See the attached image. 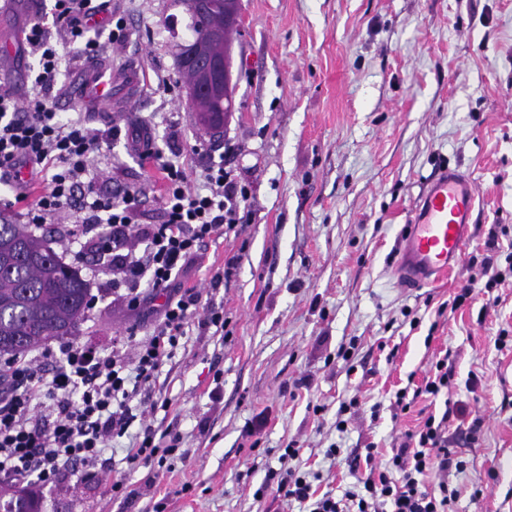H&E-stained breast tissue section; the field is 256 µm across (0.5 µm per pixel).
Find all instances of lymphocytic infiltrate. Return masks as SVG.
Instances as JSON below:
<instances>
[{"instance_id":"obj_1","label":"lymphocytic infiltrate","mask_w":512,"mask_h":512,"mask_svg":"<svg viewBox=\"0 0 512 512\" xmlns=\"http://www.w3.org/2000/svg\"><path fill=\"white\" fill-rule=\"evenodd\" d=\"M53 2L51 17L25 28L23 55L33 73L26 94L0 90V185L9 190L0 197V220L65 224L71 236H88L95 262L110 275L113 298L140 311L152 329L135 347L120 340L106 354L68 342L0 364V475L42 484L58 483L77 469L93 473L106 447L135 423L140 439L127 464L162 462L179 451L180 435L138 422L135 402L175 356L194 318L206 329L223 331V308L202 307L200 292L181 287L178 279L186 266L201 261L203 243L240 223L249 199L246 186L220 161L206 162L201 187L192 186L185 167L155 149L137 127L130 142L161 174V191L148 183L102 192L112 169V133L92 127L85 113L60 115L54 91L66 57L59 47L73 45L80 59H96L105 46H123L127 22L112 0ZM35 183L42 190L34 196ZM150 195L161 206L162 220L142 224L137 203ZM505 260L502 269L484 258L479 277L461 286L453 307L499 288L512 276V252ZM451 385L448 360L439 358L423 385L397 391L395 407L407 411L413 397L436 398ZM451 415L448 409L429 413L406 433L385 471L358 477L342 496L318 493L297 467L281 476L275 492L307 504L309 512H452L457 490L448 476L463 472L464 465L448 447ZM430 473L439 477L431 491L422 484Z\"/></svg>"}]
</instances>
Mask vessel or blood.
Instances as JSON below:
<instances>
[{"label": "vessel or blood", "mask_w": 512, "mask_h": 512, "mask_svg": "<svg viewBox=\"0 0 512 512\" xmlns=\"http://www.w3.org/2000/svg\"><path fill=\"white\" fill-rule=\"evenodd\" d=\"M31 0H0V81L17 79L15 45L22 33L19 18ZM135 97L130 72L98 58L80 66L62 87L59 100L87 112H123ZM473 181L453 168L431 177L413 203L409 230L402 241L396 274L404 287L418 288L448 273L469 238L477 204Z\"/></svg>", "instance_id": "b4317fda"}]
</instances>
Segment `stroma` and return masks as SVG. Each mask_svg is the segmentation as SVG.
<instances>
[{
	"label": "stroma",
	"instance_id": "obj_1",
	"mask_svg": "<svg viewBox=\"0 0 512 512\" xmlns=\"http://www.w3.org/2000/svg\"><path fill=\"white\" fill-rule=\"evenodd\" d=\"M112 6L128 31L112 63L137 73L138 90L118 123L90 117L120 130L111 185L158 179L127 143L148 119L163 150L171 126L181 128L188 171L223 156L249 200L242 223L209 242L203 264L182 278L203 305L223 307V334L191 325L146 390L169 401L151 421L181 434L185 459L130 469L133 437L114 439L94 475L40 487L42 512H298L275 493L256 494L270 470L288 467V442L299 466L319 474V491L342 490L368 445L387 460L418 425L429 399L398 416L395 395L443 352L450 400L483 419L473 437L459 419L448 424V446L465 465L452 479L453 512H512V343L495 345L500 331L512 334V281L497 305L439 310L473 275L471 257L486 255L489 231L512 244V0H242L234 110L215 138L179 83L175 54L188 34L180 8ZM448 166L478 191L470 240L448 275L403 290L393 270L412 203ZM233 254L234 275L211 287L212 267ZM78 267L99 302L76 342L107 351L113 337L146 338L139 312L113 309L92 256ZM353 398L358 410L337 432L339 405ZM333 445L341 453L331 461Z\"/></svg>",
	"mask_w": 512,
	"mask_h": 512
}]
</instances>
